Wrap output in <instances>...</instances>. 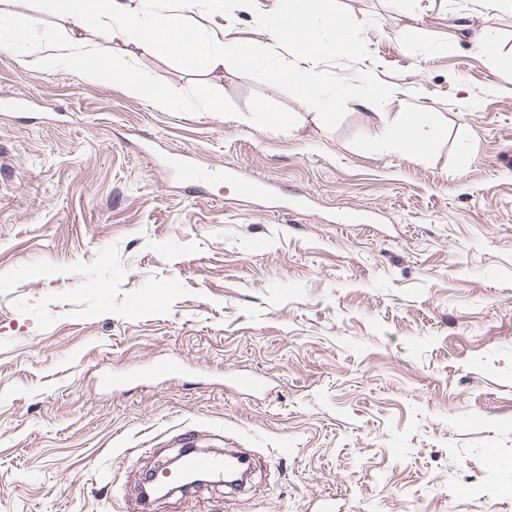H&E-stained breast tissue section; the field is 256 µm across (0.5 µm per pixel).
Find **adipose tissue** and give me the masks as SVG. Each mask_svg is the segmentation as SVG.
Returning a JSON list of instances; mask_svg holds the SVG:
<instances>
[{"label": "adipose tissue", "mask_w": 512, "mask_h": 512, "mask_svg": "<svg viewBox=\"0 0 512 512\" xmlns=\"http://www.w3.org/2000/svg\"><path fill=\"white\" fill-rule=\"evenodd\" d=\"M41 6L68 19L72 27L66 37L49 41L43 53L30 57L31 65L53 69L62 68L84 77L121 84L133 96L149 97L156 105L167 106L170 91L147 84L129 66H113L104 46L88 41L84 33L97 28L109 34L112 41L129 45L130 56L150 54L159 48L190 58L207 70L223 68L226 59H233L238 71L249 77H260L271 84L289 82L299 86L314 106L328 112L332 101L318 97L321 81L315 66L289 68L272 65L257 68L252 56L236 39L224 30L222 0H213L214 25L200 30L185 12V0H39ZM322 16L321 26H314V16ZM344 16L323 9V0H286L276 20L270 25L271 37L279 43L298 49L299 53L325 56L334 52L357 55L360 44L349 38L337 43L327 41L324 32L345 28ZM369 117L383 124L381 147L395 148L411 158L425 156L431 145L430 117L422 112L387 122L384 113L386 96L368 92L358 101Z\"/></svg>", "instance_id": "1"}]
</instances>
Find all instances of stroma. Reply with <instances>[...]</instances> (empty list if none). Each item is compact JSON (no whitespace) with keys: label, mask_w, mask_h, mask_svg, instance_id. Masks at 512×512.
<instances>
[{"label":"stroma","mask_w":512,"mask_h":512,"mask_svg":"<svg viewBox=\"0 0 512 512\" xmlns=\"http://www.w3.org/2000/svg\"><path fill=\"white\" fill-rule=\"evenodd\" d=\"M224 6L257 66L295 61L255 22L277 0ZM7 7L36 25L0 21V512H512V68L471 39L492 25L511 56L512 0H325L360 42L319 64L325 115L164 48L112 45L163 108L24 68L69 26ZM374 89L388 120L430 115L425 157L380 151ZM186 152L276 192L187 186ZM164 357L179 381L141 376ZM188 441L245 453L247 484L145 507ZM9 0H2L0 2V17L5 18L10 29L17 36H24L30 33L32 30L35 17L27 12L19 11H5L4 4Z\"/></svg>","instance_id":"1"}]
</instances>
